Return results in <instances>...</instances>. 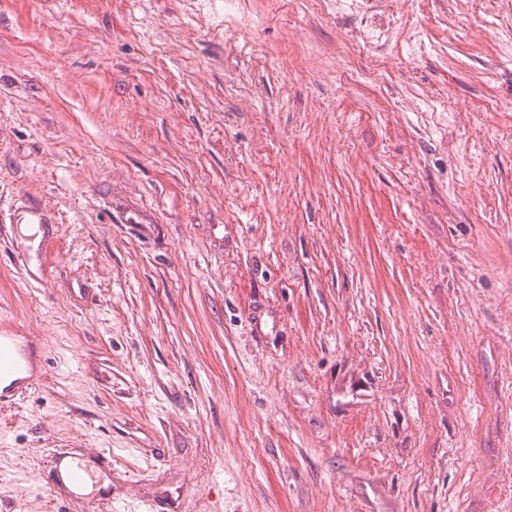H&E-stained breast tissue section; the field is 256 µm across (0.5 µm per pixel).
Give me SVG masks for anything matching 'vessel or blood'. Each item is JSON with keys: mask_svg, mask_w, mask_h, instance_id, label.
Wrapping results in <instances>:
<instances>
[{"mask_svg": "<svg viewBox=\"0 0 512 512\" xmlns=\"http://www.w3.org/2000/svg\"><path fill=\"white\" fill-rule=\"evenodd\" d=\"M17 330L13 321L0 322L1 402H11L27 394L39 373L37 360L18 337ZM108 462L105 453L92 448L60 449L50 455L38 480L49 487L54 500L80 505L83 512H112L111 489L97 486L88 493L76 492L85 477Z\"/></svg>", "mask_w": 512, "mask_h": 512, "instance_id": "obj_1", "label": "vessel or blood"}]
</instances>
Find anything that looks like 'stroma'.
<instances>
[{"mask_svg":"<svg viewBox=\"0 0 512 512\" xmlns=\"http://www.w3.org/2000/svg\"><path fill=\"white\" fill-rule=\"evenodd\" d=\"M0 0V496L512 512V0ZM19 327L14 321H1L0 329V401L12 402L33 387L39 364L27 344L15 336ZM110 459L93 448H64L55 451L38 473L39 483L49 487L55 501L65 500L72 505L81 503V511L111 512L112 490L95 486L90 493L77 495L76 488L85 475L92 477L95 469L109 465Z\"/></svg>","mask_w":512,"mask_h":512,"instance_id":"35a3bbf8","label":"stroma"}]
</instances>
